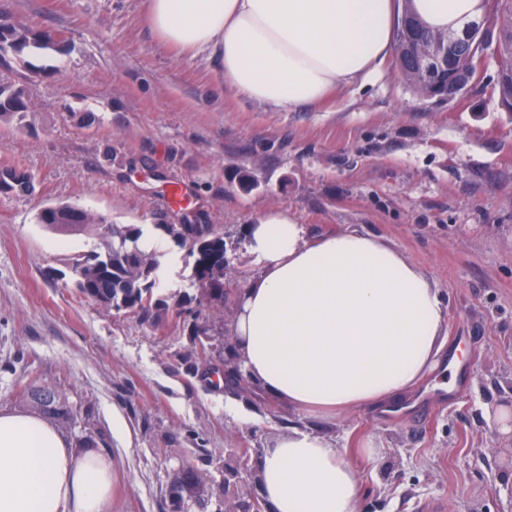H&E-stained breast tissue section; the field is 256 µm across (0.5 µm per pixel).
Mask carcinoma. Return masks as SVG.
<instances>
[{"label": "carcinoma", "mask_w": 512, "mask_h": 512, "mask_svg": "<svg viewBox=\"0 0 512 512\" xmlns=\"http://www.w3.org/2000/svg\"><path fill=\"white\" fill-rule=\"evenodd\" d=\"M412 22V37L418 41L439 39L450 41L448 44V66L455 68H468L469 63L462 58L463 50L455 42H463L466 38L479 32V24L473 21L467 24L462 34L443 36L425 28L420 21L409 16ZM494 25L490 33L489 43L495 45V54L499 60V70L493 92L509 97L512 95V0H494ZM16 38L20 42V49L33 47L47 49L52 39L44 34H33L29 29L20 26L15 29ZM397 64L402 76L416 91H422L427 86L424 79V69L416 67L409 61L412 48L396 43ZM16 85L0 81V123L15 124L22 127L27 112L24 99V90L13 92ZM33 182L34 176L19 172L8 166L0 167V194L16 192V182ZM85 225H94L102 239V250L88 257L75 261L74 272H82L84 282L80 283L79 291L84 297L110 309L127 311L141 316L142 321L156 323L162 318L161 313H152L153 289L155 278L153 273L157 266V256L141 250L138 241L142 230L132 225L122 227L112 225V236L102 231V225L107 223L103 216H89L84 210H78ZM160 228L176 243L183 245L190 243L191 249L196 253L195 274L197 280L209 289L216 298L224 296V267L227 264L224 233L213 224H206L200 228L197 237L187 240L185 231L187 224H162ZM27 402L41 411L49 419H67L71 417V410L66 405V399L42 406L34 401L32 394L26 395ZM203 489L198 477L187 481H179L173 485L174 497L184 500V495H193Z\"/></svg>", "instance_id": "cac0c4a2"}]
</instances>
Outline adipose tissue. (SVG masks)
<instances>
[{"label":"adipose tissue","mask_w":512,"mask_h":512,"mask_svg":"<svg viewBox=\"0 0 512 512\" xmlns=\"http://www.w3.org/2000/svg\"><path fill=\"white\" fill-rule=\"evenodd\" d=\"M431 30L458 31L482 0H409ZM395 0H148L147 21L169 46L213 50L224 79L272 109L320 101L367 79L390 51ZM262 265L234 326L249 379L310 418L404 399L447 339L431 280L381 238L304 239L272 206L246 229ZM273 512H357L359 487L340 448L290 429L259 459ZM112 461L75 448L39 416L0 410V512H108Z\"/></svg>","instance_id":"1"}]
</instances>
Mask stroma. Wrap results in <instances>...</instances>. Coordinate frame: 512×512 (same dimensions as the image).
I'll use <instances>...</instances> for the list:
<instances>
[{
	"instance_id": "1",
	"label": "stroma",
	"mask_w": 512,
	"mask_h": 512,
	"mask_svg": "<svg viewBox=\"0 0 512 512\" xmlns=\"http://www.w3.org/2000/svg\"><path fill=\"white\" fill-rule=\"evenodd\" d=\"M146 12V0H0L1 21L57 41L0 56V80L28 105L25 127L0 125V167L35 177L30 194L0 195V409L29 412L30 386L66 398V437L94 438L115 462L111 512H225L229 449L256 458L304 424L355 470L359 512L431 498L446 512H512V432L497 427L512 413V112L491 92L495 54L451 101L421 99L391 53L364 83L273 112L225 84L217 54L163 43ZM175 183L180 206L166 194ZM59 202L118 225L222 227L223 298L172 241L154 274L159 323L84 298L72 263L101 241L37 222ZM270 206L310 236H377L434 283L448 344L407 402L307 421L255 384H219L260 270L245 229ZM186 470L204 492L177 508Z\"/></svg>"
}]
</instances>
